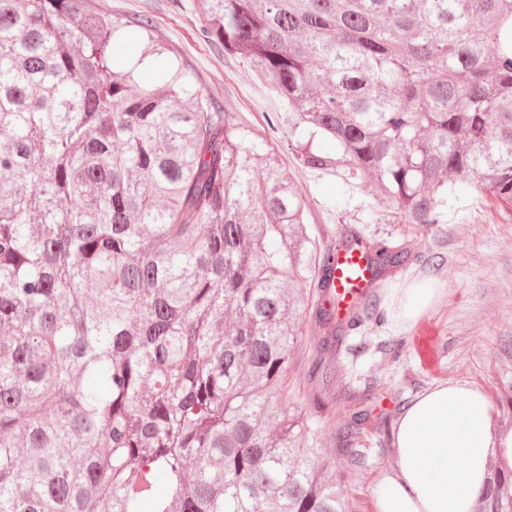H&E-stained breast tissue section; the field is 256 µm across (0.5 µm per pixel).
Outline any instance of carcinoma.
I'll return each instance as SVG.
<instances>
[{
    "instance_id": "1",
    "label": "carcinoma",
    "mask_w": 512,
    "mask_h": 512,
    "mask_svg": "<svg viewBox=\"0 0 512 512\" xmlns=\"http://www.w3.org/2000/svg\"><path fill=\"white\" fill-rule=\"evenodd\" d=\"M196 7L311 129L302 167L369 182L404 224L440 223L462 184L512 222V0ZM120 37L155 57L151 85ZM345 242L378 277L418 260ZM328 261L277 156L150 18L0 0V512H349L284 406L310 315L314 405L359 406L332 447L359 466V436L385 426L340 360L384 312L374 294L336 318ZM477 512H512V471Z\"/></svg>"
}]
</instances>
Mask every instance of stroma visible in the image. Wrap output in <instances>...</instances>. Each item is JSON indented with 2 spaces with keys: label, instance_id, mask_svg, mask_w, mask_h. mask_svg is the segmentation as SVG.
<instances>
[{
  "label": "stroma",
  "instance_id": "35a3bbf8",
  "mask_svg": "<svg viewBox=\"0 0 512 512\" xmlns=\"http://www.w3.org/2000/svg\"><path fill=\"white\" fill-rule=\"evenodd\" d=\"M91 4L123 19L152 18L159 38L178 54L203 93L216 106H230L255 137L277 154L294 177L313 233L323 245H333L337 236L355 229L371 241L390 246L409 242L418 254L438 250L446 255L440 269L419 262L404 274L383 279L378 299L388 315L387 326L365 329L346 340L348 378L357 388L371 389L372 415L395 421L416 394L431 384L466 380L485 390L497 410L498 423L512 428V223L502 221L464 184L442 223L404 224L395 211L378 207L373 187L348 183L333 172L303 168L295 151L302 131L292 113L281 111L278 122L268 124L267 113L276 103L274 93L239 56L203 40L195 0H91ZM420 277L435 278L446 289L444 302L424 318L439 345L432 366L423 364L414 349L419 328L401 330L396 319L399 288ZM303 334V344L293 352L289 405L308 416L312 429L327 445L353 406L340 398L315 408L309 370L319 338L308 325ZM388 338L400 340L398 357L380 351L381 342ZM359 450L363 459L359 467L342 454H328L324 460L353 512H374L377 483L394 458L392 435L367 431Z\"/></svg>",
  "mask_w": 512,
  "mask_h": 512
}]
</instances>
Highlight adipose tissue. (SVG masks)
I'll return each instance as SVG.
<instances>
[{
	"instance_id": "adipose-tissue-1",
	"label": "adipose tissue",
	"mask_w": 512,
	"mask_h": 512,
	"mask_svg": "<svg viewBox=\"0 0 512 512\" xmlns=\"http://www.w3.org/2000/svg\"><path fill=\"white\" fill-rule=\"evenodd\" d=\"M395 461L375 512H476L490 461L512 471V429L477 385L442 381L417 394L394 431Z\"/></svg>"
}]
</instances>
